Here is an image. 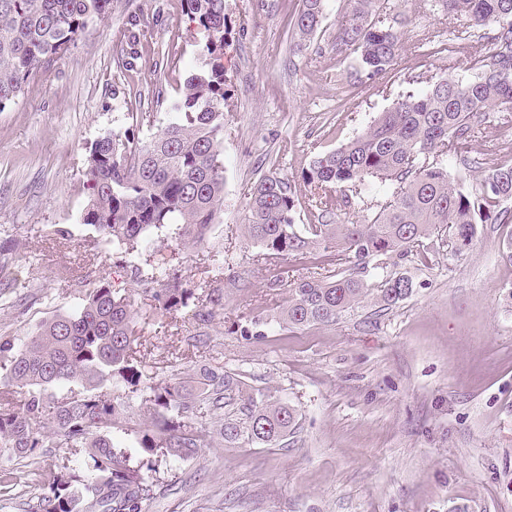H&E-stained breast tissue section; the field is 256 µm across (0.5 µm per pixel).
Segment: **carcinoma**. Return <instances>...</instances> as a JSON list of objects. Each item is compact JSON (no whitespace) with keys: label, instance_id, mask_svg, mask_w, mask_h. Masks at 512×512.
Here are the masks:
<instances>
[{"label":"carcinoma","instance_id":"1","mask_svg":"<svg viewBox=\"0 0 512 512\" xmlns=\"http://www.w3.org/2000/svg\"><path fill=\"white\" fill-rule=\"evenodd\" d=\"M185 11L205 39V59L185 80L170 104L173 117L145 141L135 129L108 131L88 149L90 197L80 223L112 242L118 254L138 250L151 229L172 231L184 247L205 244L224 202V0H184ZM112 0H0V111L22 93L40 70L62 58L89 21L104 17ZM449 17L465 15L478 28H495L497 50L475 62L467 79L439 77L419 95H407L379 113L359 136L318 155L303 180L310 188L313 223L293 224L295 199L288 180L272 172L254 185L246 206L244 234L260 248L257 261L270 265L285 257L322 251L293 282L279 306L278 325L301 331L335 322L373 294L393 306L412 294L414 282L389 276L374 288L363 264L374 256H409L442 232L460 247L473 243L481 224H509L512 164L487 166L468 156L478 119L489 112H512V0H442ZM323 15V0H302L290 21L309 37ZM339 45L358 54L372 76L388 70L400 48L399 36L373 13L372 0H358L339 25ZM453 151L468 169L483 172L471 190L450 177L442 162ZM375 179L391 186L373 217L358 224H334L329 216L352 207L330 188ZM355 258L348 274L322 273L325 263ZM135 266L153 312L141 313L135 299L112 288L105 277L85 276L82 304L34 326L17 347L0 338V458L30 456L40 448L83 449L84 471L66 466L38 473L46 490L34 512H145L151 488L132 456L118 448L112 431L128 429L131 401L147 414L137 430L140 452L188 458L210 447L276 445L298 425V411L239 375L205 364L186 376L147 384L136 357L138 323L157 313L194 307L205 325L223 305L224 292L196 293L183 287L169 262L146 258ZM263 317L237 322L242 336H261ZM117 378L127 392L106 385ZM74 384L60 396L52 388ZM227 409L211 424H197L203 409Z\"/></svg>","mask_w":512,"mask_h":512}]
</instances>
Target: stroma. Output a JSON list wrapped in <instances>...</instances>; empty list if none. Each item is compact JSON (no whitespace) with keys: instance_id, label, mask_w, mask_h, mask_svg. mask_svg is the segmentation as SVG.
I'll return each mask as SVG.
<instances>
[{"instance_id":"obj_1","label":"stroma","mask_w":512,"mask_h":512,"mask_svg":"<svg viewBox=\"0 0 512 512\" xmlns=\"http://www.w3.org/2000/svg\"><path fill=\"white\" fill-rule=\"evenodd\" d=\"M381 3L401 48L372 77L355 54L336 50L352 0H324L306 39L290 25L300 0H225L224 209L205 247L184 249L152 230L132 258L140 265L163 253L185 287H223L224 306L202 329L187 310L156 316L140 334L141 369L156 380L191 372L190 360L168 362L199 341L224 371L269 389L300 420L282 444L217 441L178 461L137 454L134 433L114 431L153 486L149 512H512V223L483 225L459 252L432 241L418 254L370 258L369 281L403 274L413 293L391 307L366 300L297 332L269 316L311 256L257 268L258 249L241 230L251 189L270 172L288 179L295 223H310L302 176L316 155L360 135L406 92L471 77L474 51L494 49L468 17L447 22L438 0ZM454 31L470 32V50L451 41ZM203 43L184 0H112L0 111V336L24 342L35 323L77 308L75 283L90 273L145 306L142 287L116 273L111 245L96 244L80 222L87 149L133 117L143 139L167 122ZM480 129L472 154L512 163V121L494 112ZM342 192L354 208L335 213L338 224L371 217L387 197L375 182ZM54 224L69 237L50 235ZM257 310L268 319L263 335L236 334L235 321ZM82 461L76 448L0 460V475H14L0 483V512H32L44 493L35 472Z\"/></svg>"}]
</instances>
